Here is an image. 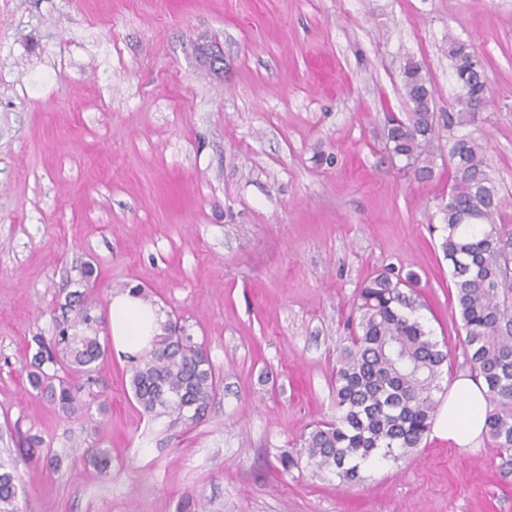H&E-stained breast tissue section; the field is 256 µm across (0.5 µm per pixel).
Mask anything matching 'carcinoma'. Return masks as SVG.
<instances>
[{
  "instance_id": "carcinoma-1",
  "label": "carcinoma",
  "mask_w": 512,
  "mask_h": 512,
  "mask_svg": "<svg viewBox=\"0 0 512 512\" xmlns=\"http://www.w3.org/2000/svg\"><path fill=\"white\" fill-rule=\"evenodd\" d=\"M460 112L448 125L463 126L473 102L489 99V81L471 46L448 43ZM401 86L412 105L404 119L391 117L385 132L389 153L405 162L415 179L432 178L429 147L436 133L434 90L419 62L406 59ZM448 199L439 212L446 234L441 249L452 268L453 299L458 310L467 359L486 386L489 411L486 434L493 439L501 467L512 472V230L495 222L500 198L486 160V147L472 135L454 138ZM73 291L66 305L74 308L70 327L59 329L49 344L40 337L29 381L47 390L62 413L77 411L69 374L92 383L98 361L108 353L100 341L104 320ZM421 307L415 279L390 269L360 288L353 304L352 333L336 362V416L302 432L297 449L279 456L288 474L301 458L343 484L363 480L369 466L396 462L420 447L430 431L448 365L447 345L435 340L416 315ZM218 380L204 346L189 335H175V321L165 320L149 355L133 370L131 387L144 412L199 422L215 395ZM22 491L17 472L0 465V512H15Z\"/></svg>"
}]
</instances>
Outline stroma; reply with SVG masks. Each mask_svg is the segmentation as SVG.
Here are the masks:
<instances>
[{"mask_svg":"<svg viewBox=\"0 0 512 512\" xmlns=\"http://www.w3.org/2000/svg\"><path fill=\"white\" fill-rule=\"evenodd\" d=\"M452 38L490 101L440 127L421 182L383 128L411 109L410 56L436 112H457ZM469 133L512 226V0H0V459L21 461L18 512H179L189 496L206 512H512L486 435L428 434L354 487L278 471L335 415L353 301L379 271L419 278V315L450 351L438 403L470 375L438 210L451 137ZM131 284L206 348L219 383L198 424L145 414L112 353L93 384L72 375V417L28 381L70 292L105 317ZM96 447L107 470L83 461Z\"/></svg>","mask_w":512,"mask_h":512,"instance_id":"1","label":"stroma"}]
</instances>
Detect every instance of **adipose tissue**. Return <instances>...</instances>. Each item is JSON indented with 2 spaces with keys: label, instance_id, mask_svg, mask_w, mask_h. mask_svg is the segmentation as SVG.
<instances>
[{
  "label": "adipose tissue",
  "instance_id": "obj_1",
  "mask_svg": "<svg viewBox=\"0 0 512 512\" xmlns=\"http://www.w3.org/2000/svg\"><path fill=\"white\" fill-rule=\"evenodd\" d=\"M164 314L132 290L110 298L109 332L117 355H143L152 348ZM488 403L484 386L469 377L453 381L448 401L440 410L435 432L458 447L474 444L485 430Z\"/></svg>",
  "mask_w": 512,
  "mask_h": 512
}]
</instances>
